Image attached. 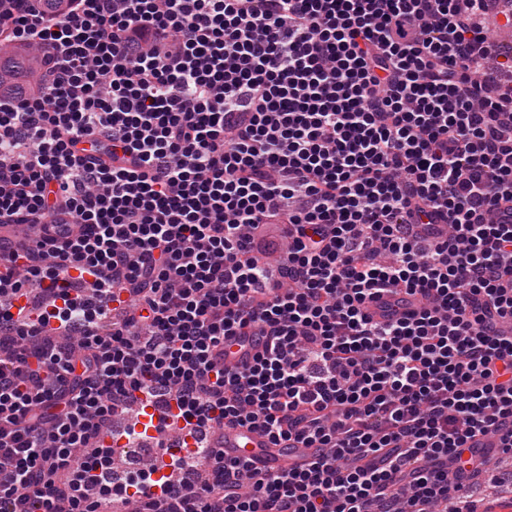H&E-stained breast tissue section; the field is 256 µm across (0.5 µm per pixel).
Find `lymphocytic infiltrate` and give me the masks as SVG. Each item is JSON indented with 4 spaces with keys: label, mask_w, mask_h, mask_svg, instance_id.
<instances>
[{
    "label": "lymphocytic infiltrate",
    "mask_w": 512,
    "mask_h": 512,
    "mask_svg": "<svg viewBox=\"0 0 512 512\" xmlns=\"http://www.w3.org/2000/svg\"><path fill=\"white\" fill-rule=\"evenodd\" d=\"M41 2L0 0V47L41 62L37 90L0 95V227L40 236L0 239V290L74 267L95 293L58 313L74 346L0 313V512H101L102 434L138 392L193 437L316 454L269 473L213 450L206 478L175 456L132 512H474L472 441L512 455L498 0ZM242 336L252 360L224 364Z\"/></svg>",
    "instance_id": "obj_1"
}]
</instances>
